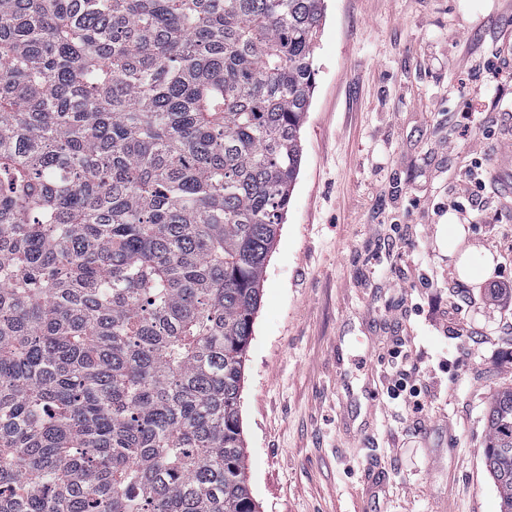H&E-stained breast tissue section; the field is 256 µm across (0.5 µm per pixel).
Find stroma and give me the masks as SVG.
<instances>
[{"instance_id":"stroma-1","label":"stroma","mask_w":512,"mask_h":512,"mask_svg":"<svg viewBox=\"0 0 512 512\" xmlns=\"http://www.w3.org/2000/svg\"><path fill=\"white\" fill-rule=\"evenodd\" d=\"M303 158L262 280L240 421L258 512H501L486 409L512 386V0H325ZM473 266L459 275L448 227ZM403 345L424 410L388 388ZM486 183L480 178L461 180L455 187L452 204L466 210L467 206L472 210H480L483 207V193Z\"/></svg>"}]
</instances>
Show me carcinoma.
Returning a JSON list of instances; mask_svg holds the SVG:
<instances>
[{
    "instance_id": "carcinoma-1",
    "label": "carcinoma",
    "mask_w": 512,
    "mask_h": 512,
    "mask_svg": "<svg viewBox=\"0 0 512 512\" xmlns=\"http://www.w3.org/2000/svg\"><path fill=\"white\" fill-rule=\"evenodd\" d=\"M324 0H0V512H256L239 399ZM484 463L512 512V387Z\"/></svg>"
}]
</instances>
